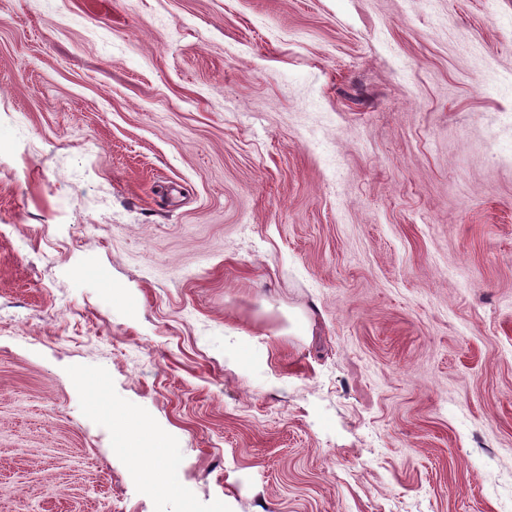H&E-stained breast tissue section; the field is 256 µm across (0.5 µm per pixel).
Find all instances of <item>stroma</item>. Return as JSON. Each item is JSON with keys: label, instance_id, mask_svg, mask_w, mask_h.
Segmentation results:
<instances>
[{"label": "stroma", "instance_id": "stroma-1", "mask_svg": "<svg viewBox=\"0 0 512 512\" xmlns=\"http://www.w3.org/2000/svg\"><path fill=\"white\" fill-rule=\"evenodd\" d=\"M5 131L0 496L512 512V0H0Z\"/></svg>", "mask_w": 512, "mask_h": 512}]
</instances>
